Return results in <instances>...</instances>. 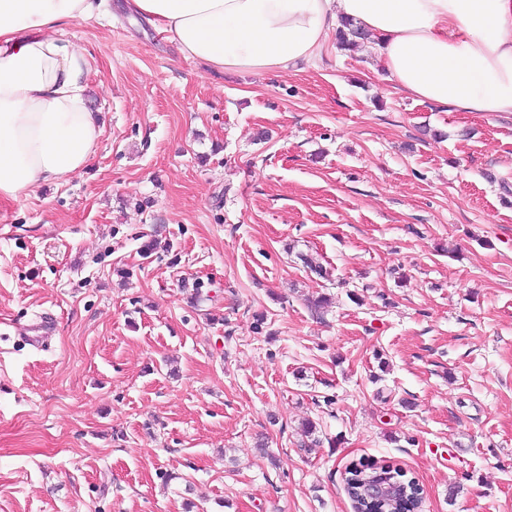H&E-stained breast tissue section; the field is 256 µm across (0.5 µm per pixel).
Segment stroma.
I'll list each match as a JSON object with an SVG mask.
<instances>
[{"instance_id":"stroma-1","label":"stroma","mask_w":512,"mask_h":512,"mask_svg":"<svg viewBox=\"0 0 512 512\" xmlns=\"http://www.w3.org/2000/svg\"><path fill=\"white\" fill-rule=\"evenodd\" d=\"M67 34L103 131L0 199V512H354L362 462L512 512V114L407 98L371 42L223 74L120 13Z\"/></svg>"}]
</instances>
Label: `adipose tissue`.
Wrapping results in <instances>:
<instances>
[{"label":"adipose tissue","instance_id":"adipose-tissue-1","mask_svg":"<svg viewBox=\"0 0 512 512\" xmlns=\"http://www.w3.org/2000/svg\"><path fill=\"white\" fill-rule=\"evenodd\" d=\"M218 71L320 60L342 19L377 39L395 88L459 112L512 113V0H124ZM94 0H0V199L80 174L102 134L68 25Z\"/></svg>","mask_w":512,"mask_h":512}]
</instances>
